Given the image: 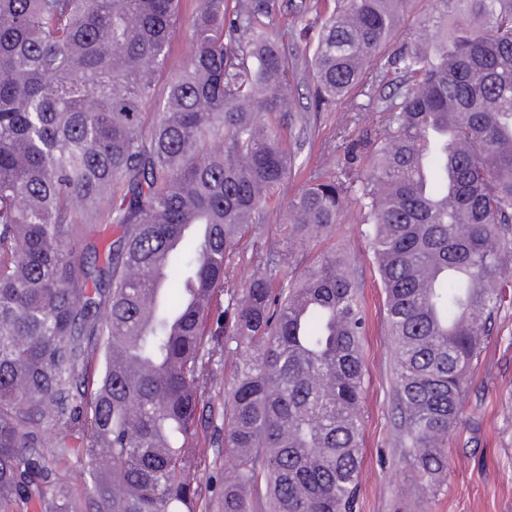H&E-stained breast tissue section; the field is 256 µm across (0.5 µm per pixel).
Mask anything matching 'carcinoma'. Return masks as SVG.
I'll return each mask as SVG.
<instances>
[{
  "label": "carcinoma",
  "mask_w": 512,
  "mask_h": 512,
  "mask_svg": "<svg viewBox=\"0 0 512 512\" xmlns=\"http://www.w3.org/2000/svg\"><path fill=\"white\" fill-rule=\"evenodd\" d=\"M408 2L336 0L287 30L311 52L307 111L358 90L381 126L310 178L239 292L241 231L294 168L279 127L308 130L276 0H199L161 92L180 0H0V512H73L52 476L74 457L86 512H199L207 447L235 457L218 512H352L361 283L334 251L292 270L293 241L332 237L345 194L384 293L401 457L439 489L466 379L512 305V0H433L403 30ZM99 336L91 435L45 433L75 423ZM218 336L250 350L205 440ZM190 1L195 0H183V19L173 33L172 52L158 77L157 88L159 89H162L167 81L183 68L191 54V34L187 20L191 13V3L194 2Z\"/></svg>",
  "instance_id": "1"
}]
</instances>
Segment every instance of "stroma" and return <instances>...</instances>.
<instances>
[{"label":"stroma","mask_w":512,"mask_h":512,"mask_svg":"<svg viewBox=\"0 0 512 512\" xmlns=\"http://www.w3.org/2000/svg\"><path fill=\"white\" fill-rule=\"evenodd\" d=\"M373 110L340 106L312 115L311 129L295 149V173L276 192L266 223L250 225L241 240L248 262L234 267V286L244 288L266 255L280 248L288 225V203L317 171H332L350 140L377 127ZM363 286L369 331L363 341V464L354 512H512V306L500 311L477 366L465 387L462 423L448 436V471L436 493L422 495L403 462L392 413L395 352L383 321V292L353 197L342 202V221L333 239ZM241 350L213 356L217 381L204 394L216 427L224 425V395ZM234 459L208 451L197 480L202 512L216 507L225 473Z\"/></svg>","instance_id":"obj_1"}]
</instances>
